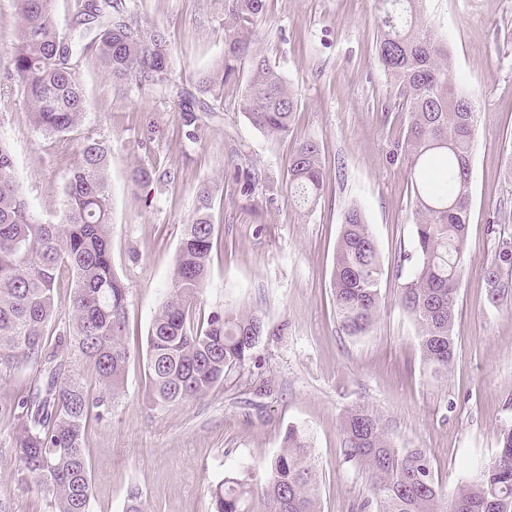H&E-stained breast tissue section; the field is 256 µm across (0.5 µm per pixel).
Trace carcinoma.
I'll return each mask as SVG.
<instances>
[{"mask_svg": "<svg viewBox=\"0 0 512 512\" xmlns=\"http://www.w3.org/2000/svg\"><path fill=\"white\" fill-rule=\"evenodd\" d=\"M376 54L406 98L409 124L402 144L409 164L419 263L402 287L401 301L419 327L428 367L448 370L455 356V296L464 274L476 130L470 93L452 79L447 45L421 21L424 0H380ZM54 0H13L16 40L8 72L29 107L36 131L65 145L82 132L88 104L74 56L97 51L112 80L171 104L182 132L197 137L218 112L224 84L249 75L241 109L257 129L285 135L298 107L288 82L253 49L266 0H225L224 57L199 77L191 93L171 78L172 47L156 27L124 16L122 0H84L72 34L59 29ZM108 151L83 136L65 185L58 220L30 213L13 176V159L0 144V369L43 368L44 382L18 402L12 448L17 482L37 487L49 512H91V473L84 448L92 420L111 413L131 352L124 342L128 289L112 268ZM171 177L144 166L131 179L149 187ZM323 173L312 143L298 145L288 162V193L299 207L319 200ZM192 221L184 225L169 293L147 336L149 397L156 408L197 398L246 364L263 335L254 313L225 308L194 322L208 276L213 244V192L202 184ZM501 240L487 272L488 300L512 288V233L488 225ZM73 295L68 327L50 336L58 315L54 293L62 270ZM383 266L361 209L344 214L332 287L340 326L348 336L370 329L380 307ZM346 459L368 470L377 512H512V429L501 433L496 457L452 493L435 482L426 454L396 448L380 419L365 405L341 422ZM264 512H318L315 464L305 433L288 427L282 448L260 477ZM252 488L229 477L210 488L211 512H250Z\"/></svg>", "mask_w": 512, "mask_h": 512, "instance_id": "carcinoma-1", "label": "carcinoma"}]
</instances>
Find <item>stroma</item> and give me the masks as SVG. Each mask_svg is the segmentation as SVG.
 I'll return each mask as SVG.
<instances>
[{
	"label": "stroma",
	"instance_id": "35a3bbf8",
	"mask_svg": "<svg viewBox=\"0 0 512 512\" xmlns=\"http://www.w3.org/2000/svg\"><path fill=\"white\" fill-rule=\"evenodd\" d=\"M126 4L133 21L166 34L179 85L194 89L223 58L224 0ZM424 15L476 109L456 355L439 377L401 304L418 262L409 168L399 149L409 114L377 59L379 0H267L259 49L298 97L284 136L249 122L239 81L225 85L220 119L187 140L170 104L115 87L93 50L74 57L88 101L84 127L110 148L112 267L129 291L124 386L85 438L93 512H123L134 488L148 512H210V487L230 475L259 479L292 423L309 434L318 512H360L371 482L345 459L341 433L343 411L357 404L381 418L394 447L425 452L444 491L496 455L500 433L512 428V291L488 300L499 243L487 226L512 227V0H425ZM17 29L12 0H0V142L31 211L53 221L77 156L34 131L8 79L6 51ZM302 141L317 144L324 171L321 197L305 211L286 186L288 158ZM137 165L173 178L143 190L131 181ZM238 172L255 176L252 195L241 194ZM204 183L213 191L214 236L196 316L233 306L258 314L265 334L224 384L160 410L148 400L146 340ZM353 206L365 215L384 269L377 318L360 338L341 330L332 288L341 224ZM42 378L30 366L1 370L0 408L16 405ZM15 426L0 418V503L8 512H46L37 488L17 485Z\"/></svg>",
	"mask_w": 512,
	"mask_h": 512
}]
</instances>
